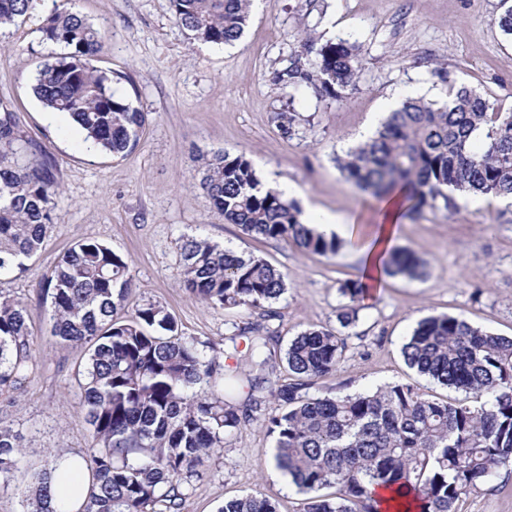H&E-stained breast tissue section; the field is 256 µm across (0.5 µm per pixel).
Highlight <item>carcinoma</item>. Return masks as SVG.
Segmentation results:
<instances>
[{
	"label": "carcinoma",
	"instance_id": "1",
	"mask_svg": "<svg viewBox=\"0 0 512 512\" xmlns=\"http://www.w3.org/2000/svg\"><path fill=\"white\" fill-rule=\"evenodd\" d=\"M61 0L40 28L41 41L59 46L46 57L32 90L43 107L67 114L85 139L114 155L132 149L145 123L141 110L112 87L94 61L102 30ZM252 0H170L189 38L226 46L248 26ZM33 0H0V27L27 14ZM308 67L300 56L278 73L299 90L314 87L344 100L363 67L360 46L346 40L316 45ZM23 135L15 112L0 104V274L25 269L57 219L60 183L50 159L21 160ZM346 178L375 200L403 194L405 216L415 220L448 188L493 197L512 196V111L502 112L466 86L448 84L439 106L408 97L367 142L337 158ZM199 188L212 206L249 237L288 238L298 247L335 254L345 242L326 238L283 194L266 190L244 155L217 152L201 158ZM181 284L213 308H261L286 292L287 274L252 254L201 237L181 246ZM389 277L421 279L426 266L407 247L385 261ZM131 264L109 246L85 241L68 250L47 280L50 336L62 346L84 344L79 408L90 429L84 458L92 487L79 512H180L186 490L202 477L224 435L252 420L233 404L263 389L276 371L273 332L259 324L239 329L257 375L239 374L207 356L210 342L189 339L159 303L130 309ZM338 328L312 327L293 337L284 354L288 375L269 390L264 418L276 468L303 495L296 512H380L376 490L413 493L419 512H459L463 496L512 467V337L485 332L448 315L418 322L401 354L419 374L462 391L457 402L434 398L409 382L373 391L318 395L311 389L345 359L365 290L345 283ZM26 308L0 295V393L16 389L37 370L30 354ZM23 436L0 421V492L11 489L22 465ZM54 468L28 473L23 512H58L49 484ZM218 512H279L260 494L224 501Z\"/></svg>",
	"mask_w": 512,
	"mask_h": 512
}]
</instances>
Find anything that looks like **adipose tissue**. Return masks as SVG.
I'll use <instances>...</instances> for the list:
<instances>
[{
  "mask_svg": "<svg viewBox=\"0 0 512 512\" xmlns=\"http://www.w3.org/2000/svg\"><path fill=\"white\" fill-rule=\"evenodd\" d=\"M402 219L396 200L379 204L378 218L374 225L365 227L356 249L360 262V275L370 288H381L385 277L381 272V259L397 242ZM91 477L84 458L66 454L61 467L53 474L52 495L55 503L65 505L68 512H77L87 498Z\"/></svg>",
  "mask_w": 512,
  "mask_h": 512,
  "instance_id": "adipose-tissue-1",
  "label": "adipose tissue"
}]
</instances>
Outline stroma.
Here are the masks:
<instances>
[{
	"label": "stroma",
	"mask_w": 512,
	"mask_h": 512,
	"mask_svg": "<svg viewBox=\"0 0 512 512\" xmlns=\"http://www.w3.org/2000/svg\"><path fill=\"white\" fill-rule=\"evenodd\" d=\"M55 6L34 0L26 16L0 32V103L16 114L28 160L52 157L62 187L58 222L37 255L24 271L0 276V294L27 307L39 364L11 401L0 398V420L23 433L24 455L37 466L83 453L89 441L75 380L86 351L50 337L51 299L43 292L70 248L95 240L128 258L131 303L164 305L184 336L224 345L238 327L260 324L274 331L282 353L309 327L336 326L340 288L359 275L356 256L243 235L199 190L201 156L245 155L262 181L289 186L300 208L368 225L377 203L345 179L336 159L358 145L364 128L379 126L397 97L412 93L441 104L453 82L512 108V36L496 23L502 0H256L244 35L226 47L190 41L169 0H74L73 9L108 36L97 67L117 77V93L147 115L134 148L115 156L90 147L65 114H47L31 90L37 66L52 51L39 29ZM309 34L361 46L362 72L347 99L333 101L311 87L295 94L278 82ZM438 66L448 82L433 76ZM283 112L295 115L288 135ZM188 236L263 258L287 274V292L267 312L206 306L180 283V246ZM398 243L426 261V276L386 279L366 299L349 330L345 361L322 386L349 394L400 380L456 399L455 391L410 369L401 344L420 319L439 314L512 336V208L489 196L477 207L428 209L401 224ZM263 420L256 411L225 436L203 479L189 487L182 512H217L225 499L255 491L278 501L280 512H294L295 486L268 471L263 450L271 439ZM459 508L512 512V470L501 469Z\"/></svg>",
	"instance_id": "35a3bbf8"
}]
</instances>
